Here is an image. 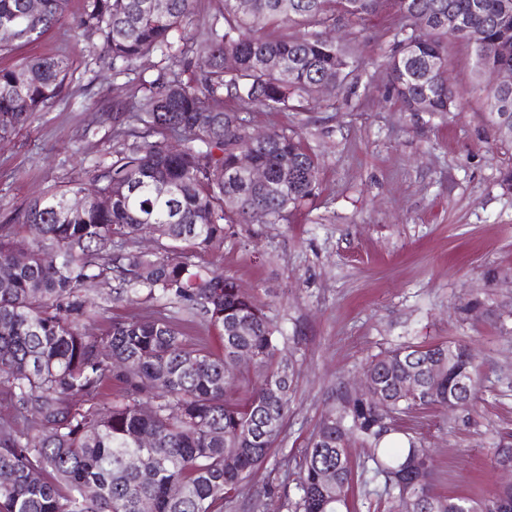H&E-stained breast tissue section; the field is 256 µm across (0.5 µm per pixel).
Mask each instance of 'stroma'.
I'll return each mask as SVG.
<instances>
[{
	"label": "stroma",
	"instance_id": "35a3bbf8",
	"mask_svg": "<svg viewBox=\"0 0 512 512\" xmlns=\"http://www.w3.org/2000/svg\"><path fill=\"white\" fill-rule=\"evenodd\" d=\"M81 10L82 0H69L60 25L6 59L62 54L71 77L28 126L0 139V225L50 186L89 183L96 166L111 163L114 105L164 66L149 55L113 75L74 27ZM396 23L386 12L358 31L341 27L360 61L349 99L303 112L239 107L250 131L298 132L318 157L320 186L289 223L229 225L223 247L193 256L267 304L296 369L277 447L224 512H294L301 450L333 394L354 391L374 356L435 340L466 341L480 380L476 404L421 406L398 419L429 448L435 492L486 497L512 481L492 461L498 443L512 439V193L500 185L512 146L497 142L484 118L474 52L463 42L448 44L458 107L402 111L385 68ZM84 291L101 305L95 335L116 319L162 313L219 344L200 318L165 300L143 292L118 300L98 283ZM349 457L348 512H402L399 499L367 484L366 449L352 446Z\"/></svg>",
	"mask_w": 512,
	"mask_h": 512
}]
</instances>
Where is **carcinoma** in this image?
I'll use <instances>...</instances> for the list:
<instances>
[{
	"mask_svg": "<svg viewBox=\"0 0 512 512\" xmlns=\"http://www.w3.org/2000/svg\"><path fill=\"white\" fill-rule=\"evenodd\" d=\"M68 0H0V55L36 40L65 16ZM197 0H83L75 28L97 38L100 57L116 75L158 53L173 66L198 60L194 79L160 76L128 110L112 112L118 144L93 185L108 194L106 208L69 209L85 187L50 188L0 226V384L14 415L0 419V512H221L243 490L283 431L292 362L282 355V332L267 304L228 275L196 265L188 252L224 245L226 225L249 224L258 209L268 223L286 224L316 196L317 155L296 132L251 139L245 119L226 100L299 112L303 103L346 97L356 59L349 45L323 38L341 20L356 23L390 6L397 14L394 49L386 60L389 93L406 112H449L448 40L471 46L478 75L512 67V15L497 0H224V11L191 35L182 21ZM461 18L478 9L480 25L448 28V10ZM300 29L298 34L288 29ZM425 32L417 33L420 28ZM182 42V48L175 44ZM235 59L233 70L224 67ZM70 76L63 56H35L0 67V137L21 129L59 97ZM495 138L512 143V89L478 82ZM181 141L176 154L169 138ZM264 167L272 190L251 187L238 173L242 153ZM148 234L151 252L126 241ZM26 260L18 264V254ZM117 281L121 293H159L218 329L216 355L184 335L165 316L114 320L104 336L87 332L97 305L83 292L89 281ZM238 355L252 369L224 374ZM374 392H344L326 411L302 451L295 512H341L354 480L347 448L356 439L371 450L372 478L385 492L408 496L413 512H512V488L476 505L433 490L434 465L421 440L403 434L389 447L394 417L416 405L447 407L448 397L475 401L478 372L463 341L438 340L374 357L363 370ZM119 390L112 405L81 410L106 383ZM148 433L154 447L137 437ZM179 488L181 493L172 494Z\"/></svg>",
	"mask_w": 512,
	"mask_h": 512,
	"instance_id": "obj_1",
	"label": "carcinoma"
}]
</instances>
